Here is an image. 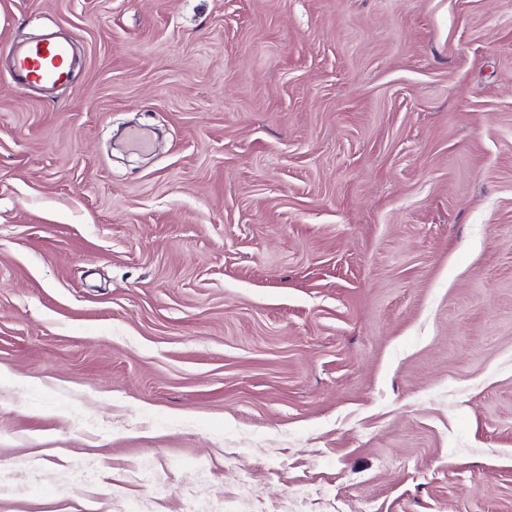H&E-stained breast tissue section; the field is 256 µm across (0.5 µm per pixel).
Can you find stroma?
Segmentation results:
<instances>
[{
    "mask_svg": "<svg viewBox=\"0 0 512 512\" xmlns=\"http://www.w3.org/2000/svg\"><path fill=\"white\" fill-rule=\"evenodd\" d=\"M0 512H512V0H0ZM68 42L46 39L15 50L11 63L14 86L27 90L34 85L64 84L69 80Z\"/></svg>",
    "mask_w": 512,
    "mask_h": 512,
    "instance_id": "obj_1",
    "label": "stroma"
}]
</instances>
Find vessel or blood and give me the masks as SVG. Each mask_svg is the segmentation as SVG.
<instances>
[{"mask_svg":"<svg viewBox=\"0 0 512 512\" xmlns=\"http://www.w3.org/2000/svg\"><path fill=\"white\" fill-rule=\"evenodd\" d=\"M69 43L53 39L27 44L15 50L11 80L18 89L34 85H57L69 79Z\"/></svg>","mask_w":512,"mask_h":512,"instance_id":"obj_1","label":"vessel or blood"}]
</instances>
